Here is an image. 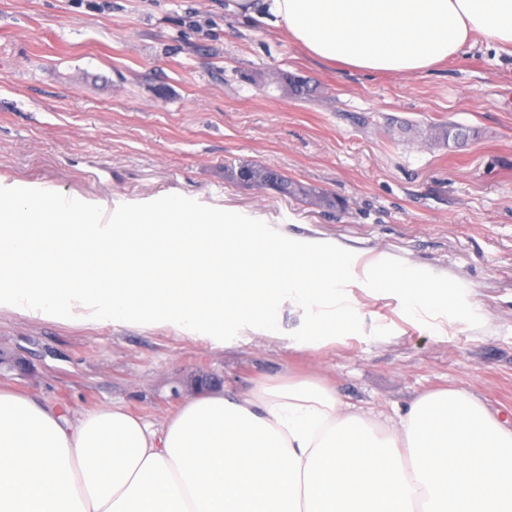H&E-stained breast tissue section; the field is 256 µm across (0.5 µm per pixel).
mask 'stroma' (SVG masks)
I'll list each match as a JSON object with an SVG mask.
<instances>
[{"label":"stroma","mask_w":512,"mask_h":512,"mask_svg":"<svg viewBox=\"0 0 512 512\" xmlns=\"http://www.w3.org/2000/svg\"><path fill=\"white\" fill-rule=\"evenodd\" d=\"M226 0H0V183L116 204L179 193L269 224H309L473 288L486 316L441 336L391 294L361 295L391 336L296 350L244 333L222 347L170 328H88L0 310V388L61 410L121 403L160 423L212 387L320 377L384 416L455 388L512 421V56L486 43L422 75L312 61ZM310 79L298 100L271 71ZM475 135L429 141L430 123ZM254 162L327 192L326 208L231 181Z\"/></svg>","instance_id":"stroma-1"}]
</instances>
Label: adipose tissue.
<instances>
[{"mask_svg":"<svg viewBox=\"0 0 512 512\" xmlns=\"http://www.w3.org/2000/svg\"><path fill=\"white\" fill-rule=\"evenodd\" d=\"M316 61L409 76L478 39L512 55V0H235ZM0 512H512V422L443 389L381 422L321 379L205 390L156 424L0 390Z\"/></svg>","mask_w":512,"mask_h":512,"instance_id":"1","label":"adipose tissue"}]
</instances>
